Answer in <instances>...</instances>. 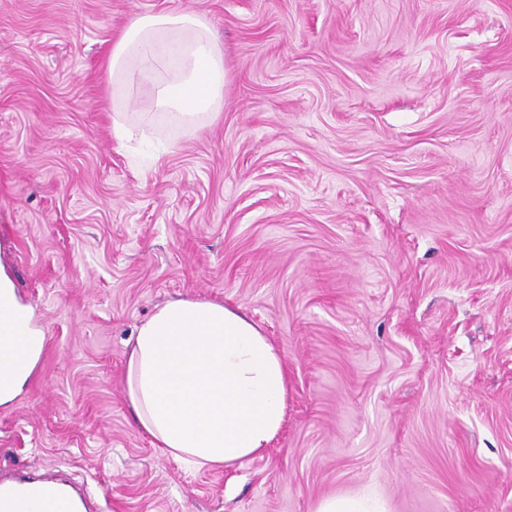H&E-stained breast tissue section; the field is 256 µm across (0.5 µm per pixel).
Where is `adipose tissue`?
Wrapping results in <instances>:
<instances>
[{
  "label": "adipose tissue",
  "instance_id": "adipose-tissue-1",
  "mask_svg": "<svg viewBox=\"0 0 512 512\" xmlns=\"http://www.w3.org/2000/svg\"><path fill=\"white\" fill-rule=\"evenodd\" d=\"M108 70L129 83L153 80L157 108L185 120L214 118L222 108L224 53L195 13L134 16L112 44ZM44 341L0 268V407L22 393ZM127 383L137 426L194 465L260 455L284 420L283 358L244 313L214 301L171 300L140 323Z\"/></svg>",
  "mask_w": 512,
  "mask_h": 512
}]
</instances>
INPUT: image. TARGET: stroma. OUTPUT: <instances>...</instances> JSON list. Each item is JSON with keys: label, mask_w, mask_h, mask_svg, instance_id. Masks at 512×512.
<instances>
[{"label": "stroma", "mask_w": 512, "mask_h": 512, "mask_svg": "<svg viewBox=\"0 0 512 512\" xmlns=\"http://www.w3.org/2000/svg\"><path fill=\"white\" fill-rule=\"evenodd\" d=\"M173 10L225 52L200 130L105 68ZM0 265L45 333L2 469L96 512H512V0H0ZM177 298L283 357L264 454L195 467L136 426V328ZM315 512H388L377 500L356 496H330L318 504Z\"/></svg>", "instance_id": "1"}]
</instances>
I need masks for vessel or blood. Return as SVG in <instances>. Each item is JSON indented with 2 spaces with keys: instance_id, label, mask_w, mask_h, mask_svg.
I'll return each instance as SVG.
<instances>
[{
  "instance_id": "1",
  "label": "vessel or blood",
  "mask_w": 512,
  "mask_h": 512,
  "mask_svg": "<svg viewBox=\"0 0 512 512\" xmlns=\"http://www.w3.org/2000/svg\"><path fill=\"white\" fill-rule=\"evenodd\" d=\"M76 494L53 472L33 479L0 476V512H74Z\"/></svg>"
}]
</instances>
